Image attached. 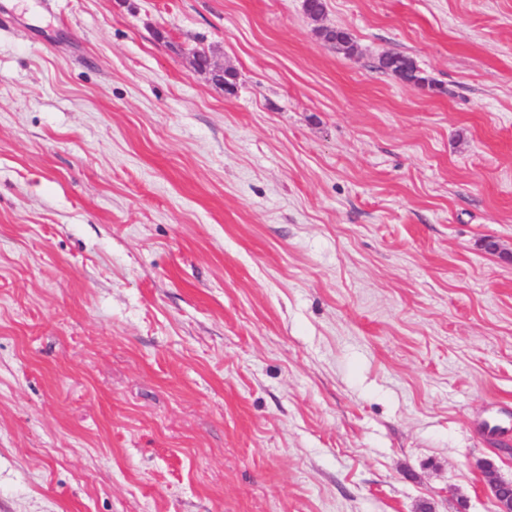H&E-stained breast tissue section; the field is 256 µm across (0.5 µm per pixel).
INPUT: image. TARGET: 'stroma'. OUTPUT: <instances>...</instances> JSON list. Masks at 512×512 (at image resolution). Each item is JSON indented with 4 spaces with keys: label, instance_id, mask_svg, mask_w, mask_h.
<instances>
[{
    "label": "stroma",
    "instance_id": "1",
    "mask_svg": "<svg viewBox=\"0 0 512 512\" xmlns=\"http://www.w3.org/2000/svg\"><path fill=\"white\" fill-rule=\"evenodd\" d=\"M325 3L0 0V512H493L512 0ZM380 70L394 73L408 82L423 83L425 78L417 74L414 62L402 54H387L379 59Z\"/></svg>",
    "mask_w": 512,
    "mask_h": 512
}]
</instances>
